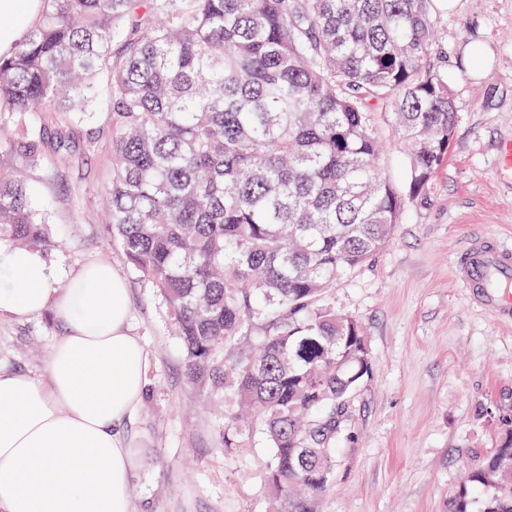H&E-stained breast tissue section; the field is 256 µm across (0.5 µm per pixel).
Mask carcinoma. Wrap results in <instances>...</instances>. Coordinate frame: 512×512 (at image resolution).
<instances>
[{
	"label": "carcinoma",
	"instance_id": "cac0c4a2",
	"mask_svg": "<svg viewBox=\"0 0 512 512\" xmlns=\"http://www.w3.org/2000/svg\"><path fill=\"white\" fill-rule=\"evenodd\" d=\"M435 0H43L0 57V241L55 245L44 164L80 170L112 115V239L163 302L224 447L257 428L277 512H320L349 398L372 373L362 326L320 304L393 240L448 157L457 112ZM382 116L409 150L379 165ZM457 512H512V409ZM382 165L393 182L401 183L405 180L406 155L396 142H391L386 150Z\"/></svg>",
	"mask_w": 512,
	"mask_h": 512
}]
</instances>
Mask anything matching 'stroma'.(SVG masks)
I'll list each match as a JSON object with an SVG mask.
<instances>
[{
  "mask_svg": "<svg viewBox=\"0 0 512 512\" xmlns=\"http://www.w3.org/2000/svg\"><path fill=\"white\" fill-rule=\"evenodd\" d=\"M436 16L458 113L448 159L392 243L321 299L361 323L372 357L322 512H454L468 470L496 445L498 408L512 406V324L473 305L453 274L473 239L512 245V182L497 174L498 148L512 141V0H458ZM110 169L101 148L86 174L46 164L33 186L59 241L47 260L66 276L110 262L130 291L148 382L122 426L137 456L131 512H270L265 438L254 431L247 447L225 448L223 404L190 377L163 305L102 222ZM59 332L48 310L0 315V373L45 378Z\"/></svg>",
  "mask_w": 512,
  "mask_h": 512,
  "instance_id": "stroma-1",
  "label": "stroma"
}]
</instances>
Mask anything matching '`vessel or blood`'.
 I'll use <instances>...</instances> for the list:
<instances>
[{
    "mask_svg": "<svg viewBox=\"0 0 512 512\" xmlns=\"http://www.w3.org/2000/svg\"><path fill=\"white\" fill-rule=\"evenodd\" d=\"M456 279L476 305L512 322V248L491 242L473 244L456 266Z\"/></svg>",
    "mask_w": 512,
    "mask_h": 512,
    "instance_id": "1",
    "label": "vessel or blood"
}]
</instances>
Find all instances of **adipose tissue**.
Masks as SVG:
<instances>
[{
    "label": "adipose tissue",
    "instance_id": "1",
    "mask_svg": "<svg viewBox=\"0 0 512 512\" xmlns=\"http://www.w3.org/2000/svg\"><path fill=\"white\" fill-rule=\"evenodd\" d=\"M41 0H0V57L38 20ZM52 309L61 326L47 377L0 374V512H129L134 455L119 432L145 391L124 279L105 262L61 280L38 249L0 242V314Z\"/></svg>",
    "mask_w": 512,
    "mask_h": 512
}]
</instances>
